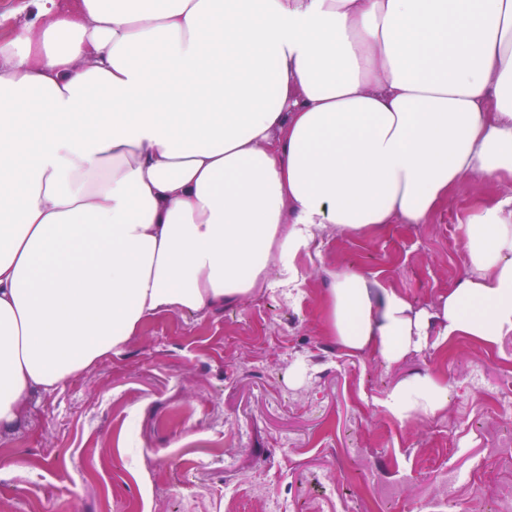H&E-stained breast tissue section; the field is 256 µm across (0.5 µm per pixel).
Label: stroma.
Instances as JSON below:
<instances>
[{
    "mask_svg": "<svg viewBox=\"0 0 512 512\" xmlns=\"http://www.w3.org/2000/svg\"><path fill=\"white\" fill-rule=\"evenodd\" d=\"M510 193L467 177L428 223L327 226L295 260V291L147 318L0 433V512H437L448 490L455 512L512 502V336L389 364L322 321L330 274L347 266L434 307L466 271L460 223ZM424 371L446 375L447 407L395 420L386 392Z\"/></svg>",
    "mask_w": 512,
    "mask_h": 512,
    "instance_id": "stroma-1",
    "label": "stroma"
}]
</instances>
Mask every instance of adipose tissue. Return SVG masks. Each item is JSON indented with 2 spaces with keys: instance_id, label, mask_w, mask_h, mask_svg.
I'll list each match as a JSON object with an SVG mask.
<instances>
[{
  "instance_id": "obj_1",
  "label": "adipose tissue",
  "mask_w": 512,
  "mask_h": 512,
  "mask_svg": "<svg viewBox=\"0 0 512 512\" xmlns=\"http://www.w3.org/2000/svg\"><path fill=\"white\" fill-rule=\"evenodd\" d=\"M0 35V429L149 316L298 288L326 225L424 224L465 177L512 183V0H30ZM432 310L334 272L328 336L396 363L512 336V196L460 226ZM418 373L383 404L432 415Z\"/></svg>"
}]
</instances>
